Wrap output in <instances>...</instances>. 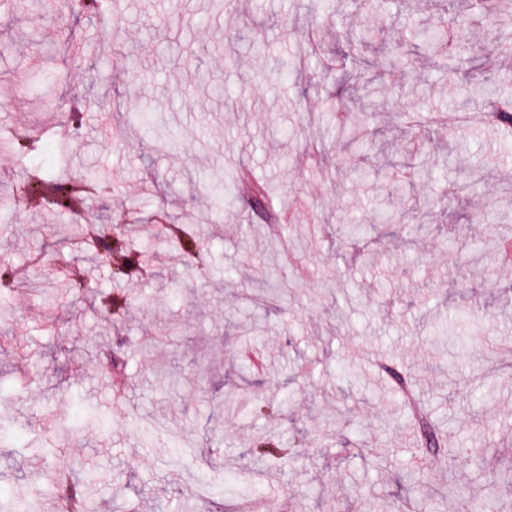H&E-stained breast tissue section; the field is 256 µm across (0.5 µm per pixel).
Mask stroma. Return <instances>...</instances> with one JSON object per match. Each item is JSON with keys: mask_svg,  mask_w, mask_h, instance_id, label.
Masks as SVG:
<instances>
[{"mask_svg": "<svg viewBox=\"0 0 512 512\" xmlns=\"http://www.w3.org/2000/svg\"><path fill=\"white\" fill-rule=\"evenodd\" d=\"M448 3L479 65L498 32L474 0H405L355 71L353 40L372 21L356 5L337 22L320 0L0 7V109L24 147L0 152V512H57L61 474L95 475L96 512H214L229 476L244 488L234 512L254 499L265 512L357 499L392 512L448 482L457 497L430 512H512L483 481L512 466V278L496 250L512 223L495 212L512 197V130L481 122L464 82L411 42ZM283 23L287 41L274 34ZM309 37L330 65L314 79L296 52ZM390 50L407 69L385 70ZM49 65L50 109L32 79ZM335 99L370 122L364 145L326 125ZM144 105L153 125L124 134ZM59 123L79 131L55 163L110 184L92 220L112 230L113 263L128 254L124 229L164 214L166 234L141 243L142 273L116 280L76 251L74 212L16 204ZM458 141L447 177L403 180V164L434 166ZM475 169L478 191L453 194ZM245 172L269 187L263 208L242 192ZM214 173L220 209L193 187ZM445 194L450 207L425 212L415 237L379 218ZM190 237L209 240L199 257ZM246 347L270 352L265 374L242 367ZM285 436L297 451L265 460L254 489L252 442Z\"/></svg>", "mask_w": 512, "mask_h": 512, "instance_id": "35a3bbf8", "label": "stroma"}]
</instances>
